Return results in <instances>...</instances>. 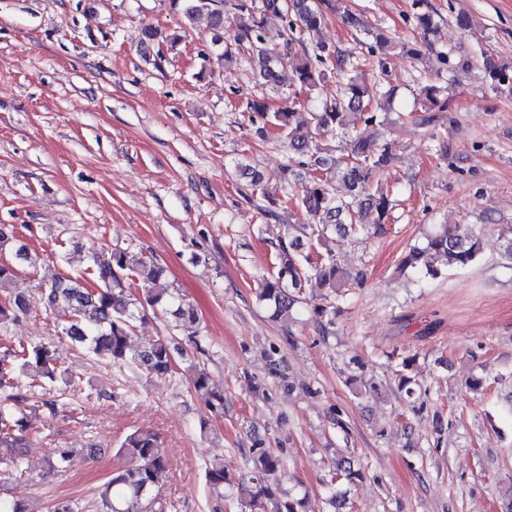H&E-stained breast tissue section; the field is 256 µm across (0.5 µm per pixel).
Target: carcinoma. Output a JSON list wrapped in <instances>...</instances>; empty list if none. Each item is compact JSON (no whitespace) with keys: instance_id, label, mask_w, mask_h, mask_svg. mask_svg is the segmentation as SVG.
I'll use <instances>...</instances> for the list:
<instances>
[{"instance_id":"cac0c4a2","label":"carcinoma","mask_w":512,"mask_h":512,"mask_svg":"<svg viewBox=\"0 0 512 512\" xmlns=\"http://www.w3.org/2000/svg\"><path fill=\"white\" fill-rule=\"evenodd\" d=\"M180 15L186 25H193L205 16L212 30V54L224 63L238 59L240 48L247 50L245 61L265 84L288 86L294 94L311 93L322 84L335 83V95L307 111L303 123L294 122L296 112L271 110L263 98L246 102L249 123L257 126L259 134L265 128L280 131L266 145L278 149L283 143L298 155L295 164L283 166L275 185H268L264 176L257 174L251 181V191L265 202L262 211L273 213L280 205V195H288L290 180L301 175L298 168L314 172L304 183L299 205L308 216L306 224L288 225V233L275 243L277 265L269 275L262 277L259 299L272 310L275 319H288L294 307L301 303L300 288L308 271H313L320 287L325 289L320 300L309 303L310 310L322 334L333 332L336 296L339 288L349 280L337 263L332 249L319 256L316 265L304 251L305 241L320 245L329 242L330 235L349 238L369 229L383 231V224L392 210L391 200L377 174L388 168L395 159L393 145L380 140L367 130L384 124L381 110L390 100L384 99L381 86L388 75V55L394 41L384 31L371 27L360 16L343 12V21L358 34L370 39L369 55L375 62V75L368 80L359 71V64L341 51L318 44L312 48L305 34L317 31L326 21V11L339 9L335 0H264L266 9L277 13L282 30L270 35L263 10L255 0H179ZM235 11L236 32L224 35V6ZM413 19L420 41L401 44L402 52L413 60L421 59L423 48L431 46L429 35L436 24L426 0H413ZM485 81L494 90L512 94V66L497 63L487 55L483 61ZM448 111L444 88L425 83L420 86L411 111L402 118L427 126L439 121L438 113ZM332 135L347 141V147H328L318 140ZM482 258V239L469 225L440 224L428 233L422 244L412 247L402 258L400 267L425 278L441 276V267L454 265L468 268ZM35 264L25 246L15 249L14 258L0 255V324L15 322L27 308L26 299L11 292L10 285L17 271V263ZM131 271L148 288L141 298H132L122 283L121 273ZM164 269L139 253L114 250L92 256V275L96 288L86 287V279L79 276H55L44 292L51 306L64 305L69 309V324L63 333L73 344L93 356L114 365H143L159 378L172 375L175 359L171 344L175 338L163 337L145 348L132 345L135 320L146 308L175 319L176 330L186 336L188 346L196 354L205 355L206 337L199 328L197 310L179 294L153 288ZM194 388L209 395L211 407L224 411V390L216 384L206 369L189 367ZM37 373L48 386L59 383L74 387L71 373L63 369L42 342L20 345L0 357V445H6V459L19 468L26 449L29 423L24 405L29 396L22 393V377ZM93 455V449L57 448L48 460V469L62 472L76 453ZM118 453L128 459V465L114 473L98 491L96 512H139L138 505L150 500L158 474L165 469L166 458L161 451L159 436L147 428L128 433L120 443ZM251 476L248 481L235 480L218 462L207 472V480L216 498H234L257 512H309L307 498L285 497L275 482L281 466L279 455L256 442L249 456ZM362 476L351 461L341 457L336 461L335 478L352 482Z\"/></svg>"}]
</instances>
